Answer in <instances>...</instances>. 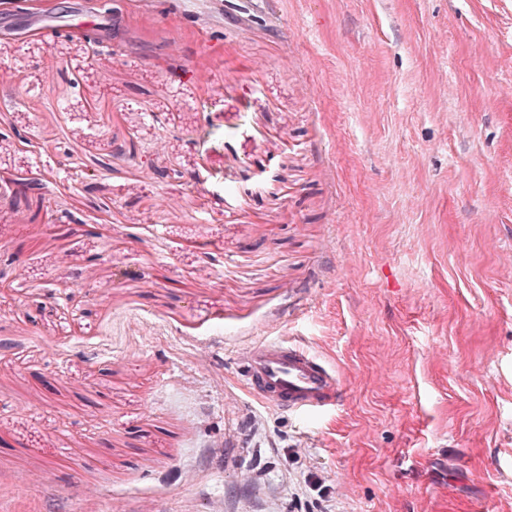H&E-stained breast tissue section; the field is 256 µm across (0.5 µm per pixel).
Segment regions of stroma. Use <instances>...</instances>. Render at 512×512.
Returning <instances> with one entry per match:
<instances>
[{"instance_id":"35a3bbf8","label":"stroma","mask_w":512,"mask_h":512,"mask_svg":"<svg viewBox=\"0 0 512 512\" xmlns=\"http://www.w3.org/2000/svg\"><path fill=\"white\" fill-rule=\"evenodd\" d=\"M507 55L512 0H0V512H512ZM244 387L264 405L298 416L336 406L344 388L321 357L283 338L257 342L239 358Z\"/></svg>"}]
</instances>
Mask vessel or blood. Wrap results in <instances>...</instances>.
I'll list each match as a JSON object with an SVG mask.
<instances>
[{
    "mask_svg": "<svg viewBox=\"0 0 512 512\" xmlns=\"http://www.w3.org/2000/svg\"><path fill=\"white\" fill-rule=\"evenodd\" d=\"M244 387L264 405L298 416L336 406L344 388L321 357L283 338L257 342L239 358Z\"/></svg>",
    "mask_w": 512,
    "mask_h": 512,
    "instance_id": "vessel-or-blood-1",
    "label": "vessel or blood"
}]
</instances>
